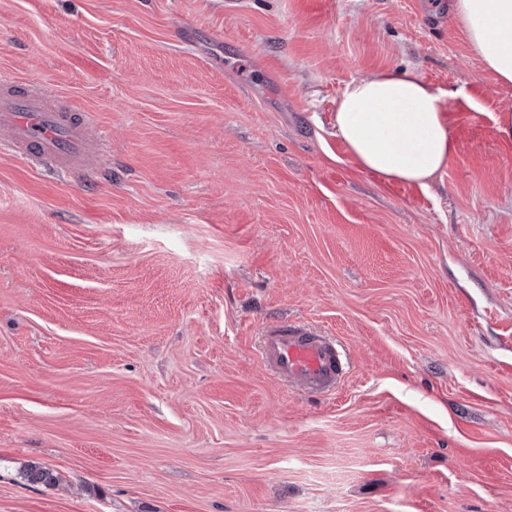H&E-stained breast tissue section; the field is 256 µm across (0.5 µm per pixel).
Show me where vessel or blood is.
Returning a JSON list of instances; mask_svg holds the SVG:
<instances>
[{
	"label": "vessel or blood",
	"mask_w": 512,
	"mask_h": 512,
	"mask_svg": "<svg viewBox=\"0 0 512 512\" xmlns=\"http://www.w3.org/2000/svg\"><path fill=\"white\" fill-rule=\"evenodd\" d=\"M0 146L74 178L100 165L101 134L85 112L40 85L23 88L5 78L0 79ZM260 357L281 383L311 396L336 394L346 379L348 360L341 344L307 321L267 322Z\"/></svg>",
	"instance_id": "b4317fda"
}]
</instances>
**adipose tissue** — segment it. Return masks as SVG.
<instances>
[{"instance_id": "adipose-tissue-1", "label": "adipose tissue", "mask_w": 512, "mask_h": 512, "mask_svg": "<svg viewBox=\"0 0 512 512\" xmlns=\"http://www.w3.org/2000/svg\"><path fill=\"white\" fill-rule=\"evenodd\" d=\"M452 16L485 69L512 86V0H454ZM445 96L409 69L352 80L336 101V136L359 170L428 189L454 152Z\"/></svg>"}]
</instances>
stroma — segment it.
Instances as JSON below:
<instances>
[{
  "label": "stroma",
  "mask_w": 512,
  "mask_h": 512,
  "mask_svg": "<svg viewBox=\"0 0 512 512\" xmlns=\"http://www.w3.org/2000/svg\"><path fill=\"white\" fill-rule=\"evenodd\" d=\"M448 3L0 0V74L110 144L85 180L0 151V512H512V87ZM389 68L450 93L426 191L334 134ZM287 318L337 395L262 369ZM261 336V363L289 389L324 397L335 395L345 382V351L324 328L276 319L264 325Z\"/></svg>",
  "instance_id": "1"
}]
</instances>
